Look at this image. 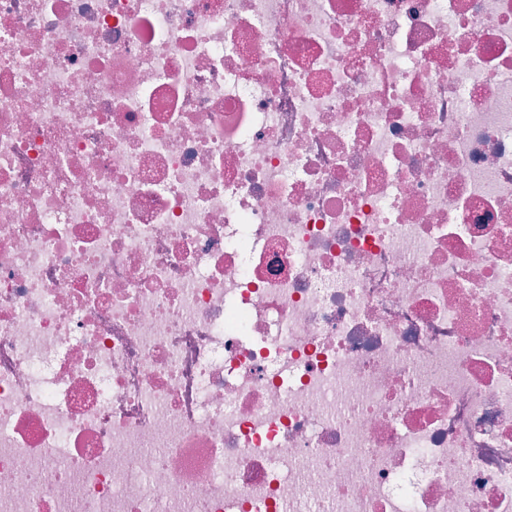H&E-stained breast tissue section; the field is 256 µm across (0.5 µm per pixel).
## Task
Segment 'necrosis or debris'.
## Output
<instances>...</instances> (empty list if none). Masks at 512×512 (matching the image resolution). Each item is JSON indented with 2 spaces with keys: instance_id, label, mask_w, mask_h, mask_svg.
I'll list each match as a JSON object with an SVG mask.
<instances>
[{
  "instance_id": "necrosis-or-debris-1",
  "label": "necrosis or debris",
  "mask_w": 512,
  "mask_h": 512,
  "mask_svg": "<svg viewBox=\"0 0 512 512\" xmlns=\"http://www.w3.org/2000/svg\"><path fill=\"white\" fill-rule=\"evenodd\" d=\"M0 512H512V0H0Z\"/></svg>"
}]
</instances>
